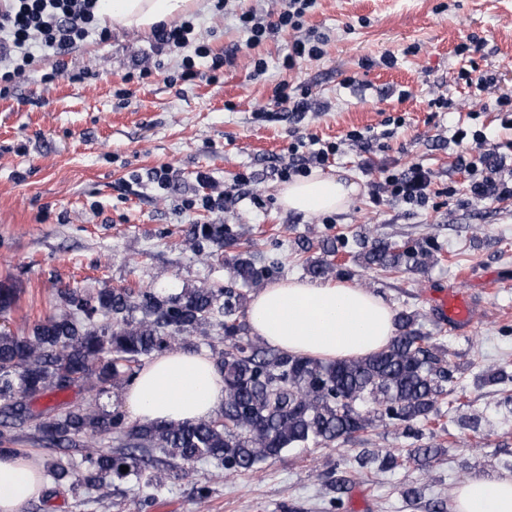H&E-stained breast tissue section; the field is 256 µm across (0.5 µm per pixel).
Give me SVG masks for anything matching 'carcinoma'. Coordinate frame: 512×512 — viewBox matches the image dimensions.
Listing matches in <instances>:
<instances>
[{"label": "carcinoma", "instance_id": "obj_1", "mask_svg": "<svg viewBox=\"0 0 512 512\" xmlns=\"http://www.w3.org/2000/svg\"><path fill=\"white\" fill-rule=\"evenodd\" d=\"M251 247L246 243L235 256L233 270L244 285L257 288L265 273L252 262ZM337 253L333 246L324 248L325 257L311 264L309 273L325 276ZM430 257L421 246L399 247L378 238L364 242L357 255L366 265L397 271L421 266ZM57 296L56 312L28 332L0 328V443L11 441V425L33 416L39 419V441L47 445L70 448L77 438H86L80 462L60 457L43 464L55 484L74 492L127 479L158 489L194 462L215 461L229 475L257 470L290 449L330 447L364 433L375 416L410 431L413 423L438 416L443 383L453 379L447 353L404 311L396 314L395 335L380 351L326 362L239 337L236 296L222 288L203 286L176 295L104 289L92 297L59 288ZM136 309L143 314L139 320L130 317ZM213 331L224 335V349L212 353L224 376V407L212 418L128 426L124 414L100 404L117 382L135 377L144 359L193 333L207 340ZM76 386L93 393L92 400L55 414L30 408L37 395ZM102 435L115 436L118 446H98ZM154 450L166 460H154ZM432 453L419 448L404 460L389 453L379 466L420 465ZM122 466L128 472H121Z\"/></svg>", "mask_w": 512, "mask_h": 512}]
</instances>
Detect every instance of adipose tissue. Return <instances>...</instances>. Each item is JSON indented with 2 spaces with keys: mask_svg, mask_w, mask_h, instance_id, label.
<instances>
[{
  "mask_svg": "<svg viewBox=\"0 0 512 512\" xmlns=\"http://www.w3.org/2000/svg\"><path fill=\"white\" fill-rule=\"evenodd\" d=\"M197 0H109L111 27L149 31L188 14ZM353 185L313 174L284 185L285 208L305 214L343 210ZM253 332L292 355L321 360L364 356L395 333L394 313L378 295L354 283L288 278L258 290L248 309ZM142 424L210 419L224 405V378L207 354L178 348L156 354L123 392ZM45 486L40 468L17 453L0 455V512H24ZM454 512H512V475H472L457 490Z\"/></svg>",
  "mask_w": 512,
  "mask_h": 512,
  "instance_id": "ef3b65f1",
  "label": "adipose tissue"
}]
</instances>
